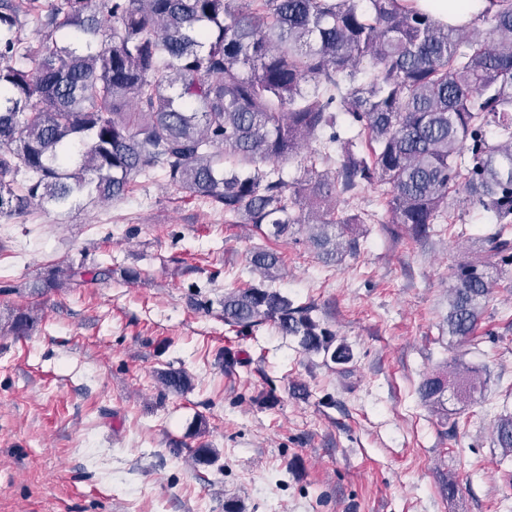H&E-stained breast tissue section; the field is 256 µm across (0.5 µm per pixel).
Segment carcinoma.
Segmentation results:
<instances>
[{
    "label": "carcinoma",
    "instance_id": "1",
    "mask_svg": "<svg viewBox=\"0 0 512 512\" xmlns=\"http://www.w3.org/2000/svg\"><path fill=\"white\" fill-rule=\"evenodd\" d=\"M339 112L354 136L337 131ZM291 160L289 183L278 165ZM329 162L333 173L318 169ZM157 176L268 237L299 225L330 265L358 250L351 225L374 217L330 199L384 186L392 223L424 239L465 195L497 224L448 286V333L466 340L492 273L512 265V0H485L456 26L413 0H0V218L118 201ZM251 265L264 282L224 295L225 324L268 323L350 363L311 307L270 286L277 253ZM84 275L57 267L43 287ZM159 381L192 387L183 369ZM487 383L447 363L417 394L445 411L448 395L472 402ZM494 442L512 458V413Z\"/></svg>",
    "mask_w": 512,
    "mask_h": 512
}]
</instances>
